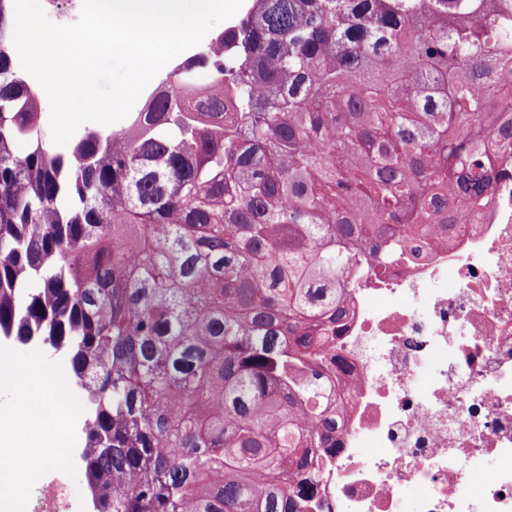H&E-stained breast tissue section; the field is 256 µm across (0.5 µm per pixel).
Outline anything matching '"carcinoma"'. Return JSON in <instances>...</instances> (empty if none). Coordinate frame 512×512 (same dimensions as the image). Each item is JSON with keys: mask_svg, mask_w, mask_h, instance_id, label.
<instances>
[{"mask_svg": "<svg viewBox=\"0 0 512 512\" xmlns=\"http://www.w3.org/2000/svg\"><path fill=\"white\" fill-rule=\"evenodd\" d=\"M0 0V336L67 354L95 512H309L351 281L493 202L512 0H253L119 130L42 138Z\"/></svg>", "mask_w": 512, "mask_h": 512, "instance_id": "cac0c4a2", "label": "carcinoma"}]
</instances>
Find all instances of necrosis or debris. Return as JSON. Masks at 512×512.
I'll return each instance as SVG.
<instances>
[{
    "label": "necrosis or debris",
    "mask_w": 512,
    "mask_h": 512,
    "mask_svg": "<svg viewBox=\"0 0 512 512\" xmlns=\"http://www.w3.org/2000/svg\"><path fill=\"white\" fill-rule=\"evenodd\" d=\"M480 217L354 283L351 366L319 512H512V158ZM428 371L425 390L416 379Z\"/></svg>",
    "instance_id": "necrosis-or-debris-1"
}]
</instances>
